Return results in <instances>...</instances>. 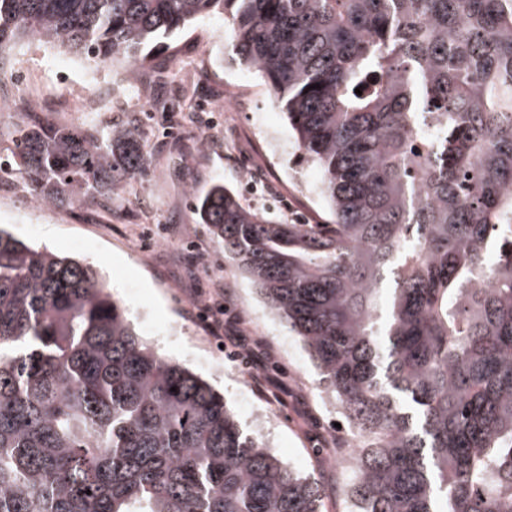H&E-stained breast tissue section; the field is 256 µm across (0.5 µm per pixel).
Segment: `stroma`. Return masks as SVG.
<instances>
[{"label": "stroma", "instance_id": "1", "mask_svg": "<svg viewBox=\"0 0 512 512\" xmlns=\"http://www.w3.org/2000/svg\"><path fill=\"white\" fill-rule=\"evenodd\" d=\"M0 88L14 93L0 114V227L16 238L92 265L126 310L137 334L187 367L221 394L245 431L251 414L275 412L265 442L301 474L318 480L326 512H349L340 488L348 472L325 463L318 450L343 438L335 457L350 453L349 425L319 386V371L299 337L272 311L208 225L194 199L224 183L248 208L278 224H327L321 172L304 160L285 115L255 72L231 62L222 15L197 18L147 62L89 61L67 48L25 40L0 50ZM97 98L95 111L77 98ZM59 126H123L148 156L144 175L128 178L111 199L49 209L11 158L13 129L30 116ZM153 237L143 247V234ZM227 284L230 296L213 298ZM208 300L206 317L188 314L195 298ZM177 341H169V332ZM234 336L247 360L230 358L217 336ZM251 381H242V373Z\"/></svg>", "mask_w": 512, "mask_h": 512}]
</instances>
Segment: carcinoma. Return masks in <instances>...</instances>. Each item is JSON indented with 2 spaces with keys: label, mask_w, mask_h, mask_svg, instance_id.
<instances>
[{
  "label": "carcinoma",
  "mask_w": 512,
  "mask_h": 512,
  "mask_svg": "<svg viewBox=\"0 0 512 512\" xmlns=\"http://www.w3.org/2000/svg\"><path fill=\"white\" fill-rule=\"evenodd\" d=\"M210 14L319 167L332 219L274 224L222 184L197 213L357 437L350 512H512V0H0V49L144 63ZM15 148L46 206L109 198L147 165L122 127L104 144L35 116ZM323 500L139 337L91 266L0 229V512Z\"/></svg>",
  "instance_id": "obj_1"
}]
</instances>
